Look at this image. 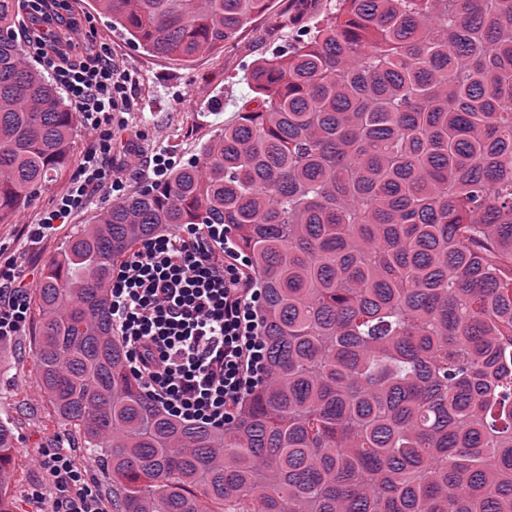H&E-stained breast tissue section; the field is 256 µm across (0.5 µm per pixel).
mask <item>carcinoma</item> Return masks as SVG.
I'll use <instances>...</instances> for the list:
<instances>
[{
  "label": "carcinoma",
  "mask_w": 512,
  "mask_h": 512,
  "mask_svg": "<svg viewBox=\"0 0 512 512\" xmlns=\"http://www.w3.org/2000/svg\"><path fill=\"white\" fill-rule=\"evenodd\" d=\"M190 62L268 0H93ZM0 0V223L66 163L76 118ZM198 159L75 232L38 294L39 379L112 474V512H512V0H336L244 75ZM224 224L264 289L271 381L222 429L142 394L113 266ZM14 450L0 422V512Z\"/></svg>",
  "instance_id": "1"
}]
</instances>
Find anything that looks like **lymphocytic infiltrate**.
Instances as JSON below:
<instances>
[{
	"mask_svg": "<svg viewBox=\"0 0 512 512\" xmlns=\"http://www.w3.org/2000/svg\"><path fill=\"white\" fill-rule=\"evenodd\" d=\"M33 28L28 57L67 94L90 137L67 189L22 234L35 245L55 235L93 193L123 195L112 158V124L129 105L128 76L76 14L70 0H22ZM23 270L0 264V342L20 335L28 319ZM263 290L248 257L230 246L220 224H189L147 238L111 273L108 311L126 350V368L146 398L172 418L221 428L266 381L267 347L260 322ZM43 488L29 500L50 512H106L87 469L63 451L45 452Z\"/></svg>",
	"mask_w": 512,
	"mask_h": 512,
	"instance_id": "obj_1",
	"label": "lymphocytic infiltrate"
}]
</instances>
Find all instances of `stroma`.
Listing matches in <instances>:
<instances>
[{
    "instance_id": "1",
    "label": "stroma",
    "mask_w": 512,
    "mask_h": 512,
    "mask_svg": "<svg viewBox=\"0 0 512 512\" xmlns=\"http://www.w3.org/2000/svg\"><path fill=\"white\" fill-rule=\"evenodd\" d=\"M78 13L91 19L100 38L130 76V107L124 112V128L115 130L112 156L123 165L128 191L153 181L149 165L162 150L183 164L197 157L202 144L225 124L234 122L251 91L243 76L253 62L295 42L300 26L294 20L292 0H269L267 10L248 24L224 50L180 64L153 56L132 43L108 18L99 14L93 0H73ZM89 144L85 131H77L68 164L53 182L10 220L0 223V251L17 257L26 272L42 277L46 265L62 244L81 225L92 223L98 212L111 205L106 192H97L68 224L36 246L21 235L26 224L36 223L41 210L64 192ZM38 318L30 316L20 336L0 342V419L15 435L12 456L14 481L8 492L14 512H33L25 497L32 486L45 482L37 464L45 448H65L78 466L92 465L98 493L104 504L112 502V479L102 463L92 462L81 434L65 424L40 389L34 344Z\"/></svg>"
}]
</instances>
